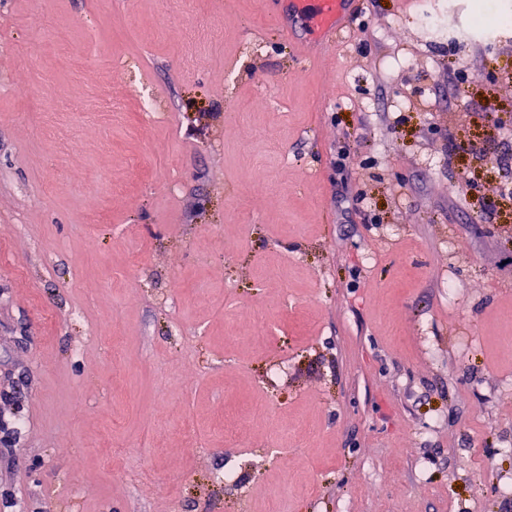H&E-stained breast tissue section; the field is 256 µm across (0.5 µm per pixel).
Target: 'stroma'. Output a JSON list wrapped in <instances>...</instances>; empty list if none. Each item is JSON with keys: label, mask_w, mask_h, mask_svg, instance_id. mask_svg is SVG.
<instances>
[{"label": "stroma", "mask_w": 512, "mask_h": 512, "mask_svg": "<svg viewBox=\"0 0 512 512\" xmlns=\"http://www.w3.org/2000/svg\"><path fill=\"white\" fill-rule=\"evenodd\" d=\"M354 7L316 55L264 0H0V512H512V30Z\"/></svg>", "instance_id": "obj_1"}]
</instances>
